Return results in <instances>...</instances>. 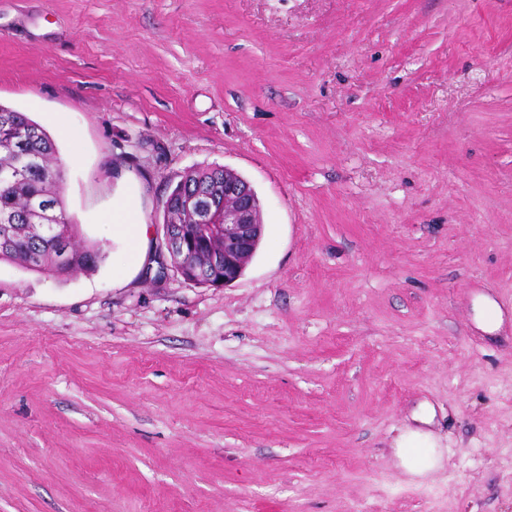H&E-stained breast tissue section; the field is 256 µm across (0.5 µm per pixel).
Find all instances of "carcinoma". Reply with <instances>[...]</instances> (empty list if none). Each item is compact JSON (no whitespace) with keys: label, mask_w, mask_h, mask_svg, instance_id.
<instances>
[{"label":"carcinoma","mask_w":512,"mask_h":512,"mask_svg":"<svg viewBox=\"0 0 512 512\" xmlns=\"http://www.w3.org/2000/svg\"><path fill=\"white\" fill-rule=\"evenodd\" d=\"M0 261L39 273L70 274L97 267L103 245L79 247V225L69 216L60 187L65 171L57 146L26 113L0 104ZM199 191L224 194V167L185 172L173 188L177 198Z\"/></svg>","instance_id":"carcinoma-1"}]
</instances>
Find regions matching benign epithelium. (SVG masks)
<instances>
[{
    "mask_svg": "<svg viewBox=\"0 0 512 512\" xmlns=\"http://www.w3.org/2000/svg\"><path fill=\"white\" fill-rule=\"evenodd\" d=\"M199 222V231L164 225L159 249L180 257L174 265L187 282L198 283L202 274L196 265L200 257L211 271L224 270L223 284L242 276L255 255L263 225L256 223L258 198L255 190L239 175L224 178V207L218 208L210 196L198 194L188 200Z\"/></svg>",
    "mask_w": 512,
    "mask_h": 512,
    "instance_id": "1",
    "label": "benign epithelium"
}]
</instances>
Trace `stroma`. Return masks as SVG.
<instances>
[{
    "mask_svg": "<svg viewBox=\"0 0 512 512\" xmlns=\"http://www.w3.org/2000/svg\"><path fill=\"white\" fill-rule=\"evenodd\" d=\"M0 103L106 251L0 261V512H512V0H0ZM215 165L256 255L154 279L108 215ZM436 439L419 430H407L396 441L394 452L403 471L422 478L443 464Z\"/></svg>",
    "mask_w": 512,
    "mask_h": 512,
    "instance_id": "35a3bbf8",
    "label": "stroma"
}]
</instances>
